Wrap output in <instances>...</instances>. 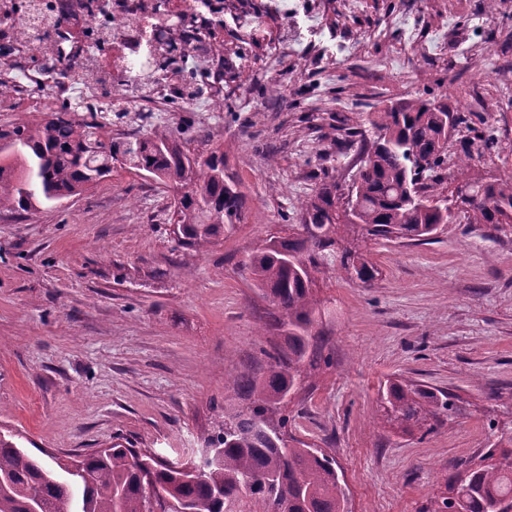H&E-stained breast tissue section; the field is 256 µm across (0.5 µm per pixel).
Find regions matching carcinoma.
I'll use <instances>...</instances> for the list:
<instances>
[{"mask_svg":"<svg viewBox=\"0 0 512 512\" xmlns=\"http://www.w3.org/2000/svg\"><path fill=\"white\" fill-rule=\"evenodd\" d=\"M184 57L171 44L159 68L190 104L210 89L209 72L187 67ZM445 118L459 127V115L436 98L388 108L371 147L359 145L354 218L340 215L339 186L326 183L303 206L300 231L272 237L249 256L245 268L272 306L265 321L281 332L282 343L266 353L262 373L245 369L224 378V398L246 406L224 414L208 439L207 458L169 460L114 444L48 462L1 432L0 512H152L148 484L171 512H225L227 502L244 498L248 512H348L334 460L302 441L286 444L288 417L279 415V405L303 385L304 364L315 366L329 341L315 330L318 302L310 293L325 257L342 249L347 277L369 285L379 269L357 250L355 234L426 241L448 220L412 199L416 189L427 200L448 199L435 176L448 157ZM102 128L66 104L39 122L0 125V211L34 215L99 184L118 164L178 191L174 221L183 247L211 244L242 221L245 195L224 177L223 148L198 155L172 131L105 140ZM465 184L470 223L512 224L511 181ZM381 404L404 433L426 435L460 413L452 394L407 380H388ZM483 459L449 476L453 495L431 499L422 512H512V436L492 443Z\"/></svg>","mask_w":512,"mask_h":512,"instance_id":"cac0c4a2","label":"carcinoma"}]
</instances>
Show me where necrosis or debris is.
Here are the masks:
<instances>
[{
	"mask_svg": "<svg viewBox=\"0 0 512 512\" xmlns=\"http://www.w3.org/2000/svg\"><path fill=\"white\" fill-rule=\"evenodd\" d=\"M54 10L77 6L83 23L81 43L69 36V24L47 29L35 25L30 0H0V52L17 59L24 71L22 80L0 78V101L50 92L59 102L83 100L87 111L132 112L136 105L130 95L134 78L124 85L112 81L113 66L126 59L156 51L162 42L176 36L185 23L198 29L197 52L217 53L225 35H238V28H225L224 18L244 11L243 0H49ZM107 28L110 42L98 48L97 31ZM38 48L44 60L32 61L28 50ZM76 58L89 63L99 81L92 87L76 88L61 73V62Z\"/></svg>",
	"mask_w": 512,
	"mask_h": 512,
	"instance_id": "1",
	"label": "necrosis or debris"
}]
</instances>
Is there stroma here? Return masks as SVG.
I'll return each mask as SVG.
<instances>
[{"label": "stroma", "mask_w": 512, "mask_h": 512, "mask_svg": "<svg viewBox=\"0 0 512 512\" xmlns=\"http://www.w3.org/2000/svg\"><path fill=\"white\" fill-rule=\"evenodd\" d=\"M275 0L251 43L225 38L224 108L171 111L151 93L107 138L186 129L220 146L246 195L237 230L179 246L174 193L133 171L27 216L0 212V431L47 453L121 443L164 457L199 451L224 412V376L265 362L270 303L242 261L297 224L325 181L348 186L347 130L375 138L380 112L438 97L463 117L466 172L512 174V0H332L327 13ZM380 274L316 276L326 362L283 409L293 438L333 456L349 512H420L449 474L512 432V226L458 213L427 243H370ZM405 379L453 394L462 412L429 435L380 420L379 390Z\"/></svg>", "instance_id": "stroma-1"}]
</instances>
